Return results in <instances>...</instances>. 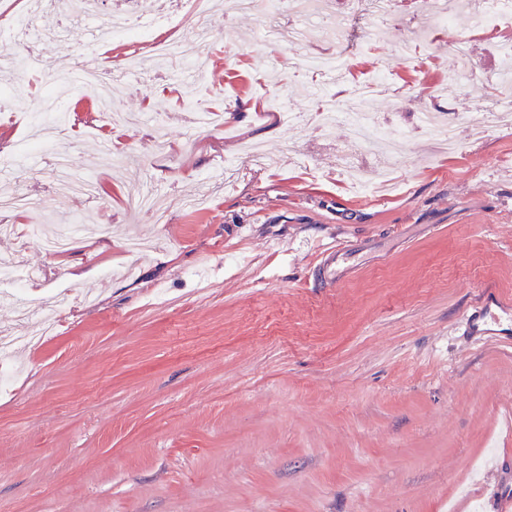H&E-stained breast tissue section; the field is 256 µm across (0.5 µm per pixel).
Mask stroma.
I'll use <instances>...</instances> for the list:
<instances>
[{"instance_id": "obj_1", "label": "stroma", "mask_w": 512, "mask_h": 512, "mask_svg": "<svg viewBox=\"0 0 512 512\" xmlns=\"http://www.w3.org/2000/svg\"><path fill=\"white\" fill-rule=\"evenodd\" d=\"M458 10L450 27L430 0L378 21L359 0L292 43L289 15L210 9L206 41L182 34L206 62L192 80L112 40L106 55L147 60L112 89L143 120L108 126L76 89L60 145L73 175L95 177L99 207L58 192L47 157L19 153L36 121L0 116L6 174L41 198L11 215L0 257L43 272L0 282V326L21 338L0 386V512H495L512 491V322L486 321L480 340L462 317L486 291L512 299V120L450 152L418 114L499 109L512 18L482 32L466 0ZM36 29L40 71L0 75L32 97L93 24L51 11ZM313 55L341 56L335 83L306 68ZM379 69L374 118L407 139L393 188L363 193L337 154L370 180L373 157L318 111ZM185 82L220 116L208 131ZM279 95L299 123L281 121ZM150 186L166 223L127 208ZM73 214L104 232L47 254L36 226ZM317 241L348 247L335 283L317 279ZM73 261L91 277L74 279Z\"/></svg>"}]
</instances>
